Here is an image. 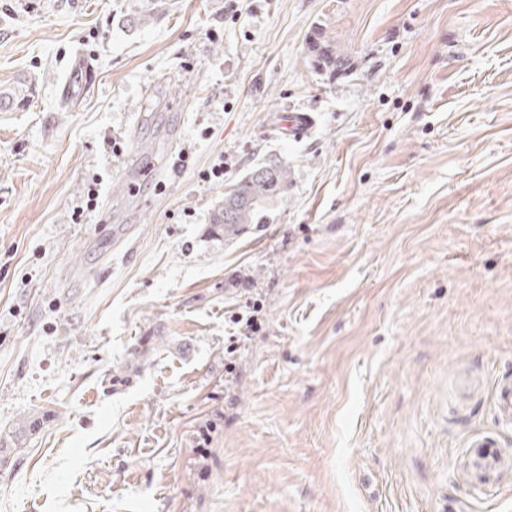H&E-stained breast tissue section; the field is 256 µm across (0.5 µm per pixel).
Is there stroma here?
<instances>
[{"instance_id": "obj_1", "label": "stroma", "mask_w": 512, "mask_h": 512, "mask_svg": "<svg viewBox=\"0 0 512 512\" xmlns=\"http://www.w3.org/2000/svg\"><path fill=\"white\" fill-rule=\"evenodd\" d=\"M166 2L0 0V512H512V0ZM309 43V53L312 55L313 61L324 69L331 71L342 67L345 59L336 54V47L332 44V39L321 36V33ZM320 36V37H319ZM71 74L80 85L82 90L81 94L84 93L89 86L96 83L97 80L95 68L82 53H78L75 57L71 67ZM31 85L26 77H18L11 85L0 89V112H10L30 97ZM262 171L261 174L258 172ZM290 185L287 162L270 159L254 166L227 191L215 207L212 222L225 240H231L247 224L261 223L267 206L286 201Z\"/></svg>"}]
</instances>
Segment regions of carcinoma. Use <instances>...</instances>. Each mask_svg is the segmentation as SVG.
I'll use <instances>...</instances> for the list:
<instances>
[{
    "mask_svg": "<svg viewBox=\"0 0 512 512\" xmlns=\"http://www.w3.org/2000/svg\"><path fill=\"white\" fill-rule=\"evenodd\" d=\"M313 61L331 71L342 67L344 57L336 54L332 39L317 36L309 43ZM31 85L26 77L17 78L0 89V112H10L30 97ZM290 185L288 163L270 159L254 166L240 181L224 192V200L215 207L212 224L231 240L248 224L261 223L265 208L286 201Z\"/></svg>",
    "mask_w": 512,
    "mask_h": 512,
    "instance_id": "cac0c4a2",
    "label": "carcinoma"
}]
</instances>
